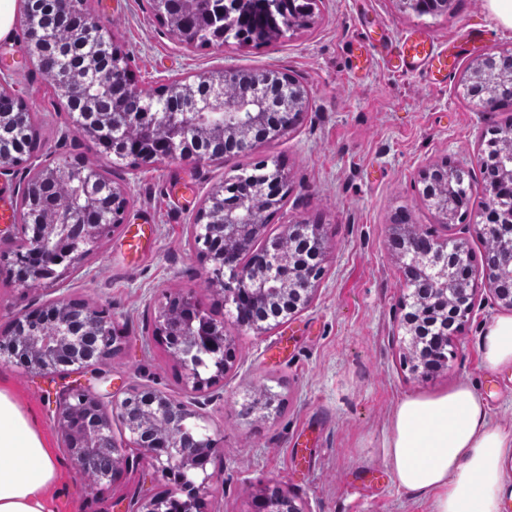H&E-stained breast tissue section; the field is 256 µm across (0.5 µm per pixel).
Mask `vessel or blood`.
<instances>
[{"mask_svg": "<svg viewBox=\"0 0 512 512\" xmlns=\"http://www.w3.org/2000/svg\"><path fill=\"white\" fill-rule=\"evenodd\" d=\"M484 41L481 29L466 26L459 29L444 48L437 47L428 36L419 31L396 42L382 35L369 38L368 43L374 53L387 61L393 69L421 72L428 77L430 83L442 84L448 81L460 54L478 51Z\"/></svg>", "mask_w": 512, "mask_h": 512, "instance_id": "obj_1", "label": "vessel or blood"}]
</instances>
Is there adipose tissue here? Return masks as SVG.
<instances>
[{
  "label": "adipose tissue",
  "instance_id": "adipose-tissue-1",
  "mask_svg": "<svg viewBox=\"0 0 512 512\" xmlns=\"http://www.w3.org/2000/svg\"><path fill=\"white\" fill-rule=\"evenodd\" d=\"M485 370L512 366V315L494 317L481 336ZM512 432L495 424L466 381L402 399L388 423L387 464L398 486L431 496L435 512H500L502 461ZM67 478L50 437L0 379V512H51L49 491Z\"/></svg>",
  "mask_w": 512,
  "mask_h": 512
}]
</instances>
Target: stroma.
<instances>
[{"label": "stroma", "mask_w": 512, "mask_h": 512, "mask_svg": "<svg viewBox=\"0 0 512 512\" xmlns=\"http://www.w3.org/2000/svg\"><path fill=\"white\" fill-rule=\"evenodd\" d=\"M84 5L128 53L140 88L201 72L279 70L307 87L308 111L293 130L251 153L202 165L134 166L103 157L76 131L62 99L28 59L22 31L0 41V76L34 113L39 133L26 166L0 178V189L19 198L28 169L66 160L108 170L112 181L131 188L125 224L77 268L29 291L0 272V333L30 305L88 302L106 309L125 333L118 350L84 370L92 388L120 395L145 387L182 400V369L155 336V316L167 296L193 291L235 347L234 362L203 408L220 448L207 466L215 474L208 512H252L269 486L287 492L303 512H433L431 499L397 486L387 467L386 429L396 405L466 380L485 398L493 422L509 430L512 367L481 366V335L502 313L481 289L472 316L452 336L447 367L428 377L412 373L402 325L406 282L390 246L391 226L406 211L410 231L460 239L482 273L477 216L487 193L478 154L487 130L512 122V109L476 107L463 77L483 53L512 48V31L498 26L487 0H449L447 11L434 16L418 15L402 0H320L309 27L291 28L269 45L188 48L156 16L152 0ZM465 25L485 30V47L464 56L445 85L388 70L376 56L368 71L358 68L361 28H385L394 40L419 29L444 46ZM445 159L471 173L472 214L451 225L440 223L419 194L420 170ZM261 163L280 164L288 175V194L269 217L266 237L288 224H316L326 249L311 303L257 334L237 328L214 294L190 225L215 185ZM0 376L57 442L69 479L53 492L55 512H129L132 496L163 491L144 463L110 486L89 487L59 445L54 408L63 380L1 358Z\"/></svg>", "instance_id": "35a3bbf8"}]
</instances>
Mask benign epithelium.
Listing matches in <instances>:
<instances>
[{"instance_id":"1","label":"benign epithelium","mask_w":512,"mask_h":512,"mask_svg":"<svg viewBox=\"0 0 512 512\" xmlns=\"http://www.w3.org/2000/svg\"><path fill=\"white\" fill-rule=\"evenodd\" d=\"M55 4L58 17L68 24L79 11L78 0H55ZM77 37L83 55L59 70L56 88L65 95L75 81L83 85V102L72 101L73 112L78 124L89 128L95 144L106 146L104 156L108 158L130 159L137 164L191 159L201 164L209 161V156L189 148L191 129L217 128L224 132L227 147L241 152L284 134L308 109L306 87L287 73L226 71L195 75L196 94H184V87L173 80L161 85L156 97H176L180 105L168 107L159 116L125 109L103 115L94 108L97 101L133 97L139 87L126 66V55L102 25L88 19L79 25ZM24 39L30 58L42 65L51 62L55 30L35 24L25 31ZM231 81L243 87L237 98L224 96V85ZM497 81L498 73L492 69L476 79L469 89L476 106H503L499 99L481 96L480 87ZM29 114L26 102L1 78L0 126L8 123L24 131ZM103 126L114 133L131 127L143 132L134 142L114 136L105 143L97 132ZM22 162V155L0 141V177L13 173ZM41 173L47 182L67 180L75 184L77 197L66 208L52 210L38 196H31V208L36 213L24 225L25 245L0 254V267L25 291L79 265L124 223L129 203L128 187L105 179L97 168L56 163L45 165ZM463 176L462 169H450L446 161L441 168L432 164L419 173L422 197L445 223L451 212L448 185ZM287 190L288 176L277 166L249 178L229 177L212 189L190 225L197 255L203 264L210 265V286L224 303L232 304L233 317L242 329L262 332L270 323L284 322L307 306L315 291L320 267L300 259L302 252L308 251L315 258L325 249V241L313 224L285 225L280 236L266 242L258 267L242 262L265 230L254 212L279 206V198ZM487 192L479 233L504 241L485 257L483 286L496 302L511 309L512 235L504 236L503 225L497 223L500 183H488ZM391 243L402 261L411 299L406 324L413 343L420 345L427 326L435 329L432 345L448 346V326L462 325L475 306L476 288L459 276L471 254L464 243L451 238H426L418 245L406 224L393 225ZM226 271L232 280L230 286L224 283ZM155 332L165 337L171 354L181 359L182 385L187 394L201 396L224 379L233 361V344L224 324L209 317L192 291L167 297L158 308ZM119 338L104 309L59 300L50 307L16 314L7 333L0 336V356L37 373H54L61 365L81 373L112 354ZM112 412L128 431L129 444L145 452L154 474L168 484L165 493L139 500L141 512H204L214 478L207 465L218 448L203 413L152 389L131 388L121 398L112 396L106 404L89 386L69 388L56 405L63 447L79 472L88 475L94 472L96 449L112 446L111 467L94 472L97 481L106 485L113 483L123 466L136 465L122 454L112 437ZM256 508L257 512H302L294 499L277 488L262 494Z\"/></svg>"}]
</instances>
